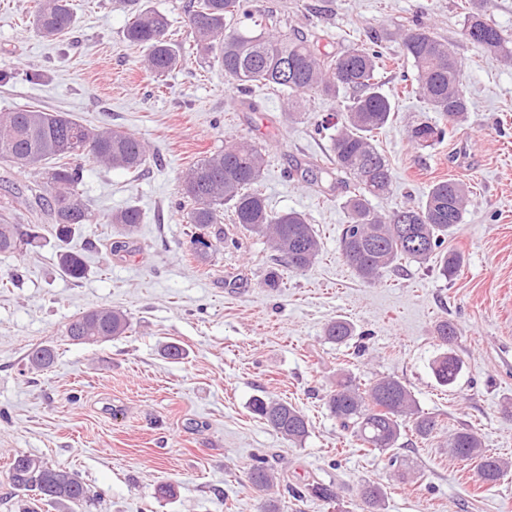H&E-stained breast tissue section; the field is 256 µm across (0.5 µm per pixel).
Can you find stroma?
I'll use <instances>...</instances> for the list:
<instances>
[{"mask_svg": "<svg viewBox=\"0 0 512 512\" xmlns=\"http://www.w3.org/2000/svg\"><path fill=\"white\" fill-rule=\"evenodd\" d=\"M144 2L168 14L184 48L181 65L161 80L125 39L129 15L112 0H71L76 23L57 42L33 33L36 0H0V113L23 104L62 112L129 132L154 156L136 175L75 157L92 214L71 242L85 257L84 278L61 271L46 224L33 247L0 256V279L22 276L0 288V474L16 455L40 456L98 496L45 512H262L270 497L281 512H360L368 481L383 491L382 512H512V472L482 483L474 464L446 448L449 434L470 428L484 448L512 460V64L461 36L469 0L252 2L256 13L278 14L332 52L353 44L382 51L378 79L395 116L375 140L394 184L374 199L376 209L418 206L439 180L471 190L446 242L464 256L457 277L442 278L434 258L402 263L373 284L340 254L347 189L301 176L308 162H329L331 133L317 124L339 121L348 92L307 95L304 115L289 120L284 95L225 83L193 42L187 0ZM416 22L452 43L469 99L465 120L430 147L411 142L408 130L441 117L407 92L414 68L392 37ZM239 137L265 156L260 187L269 208L301 212L320 235L322 252L309 268L273 260L264 239L229 223L222 229L231 246L195 258L194 237L213 239L214 230L189 224L181 178ZM129 205L142 222L124 258L107 248L116 228L106 216ZM99 307L125 312L126 334L69 341L70 319ZM337 318L356 328L344 345L324 334ZM445 318L460 330L463 362L451 389L431 370L434 328ZM170 342L183 347L182 359L166 358ZM39 345L52 346L55 358L36 370L27 355ZM343 373L364 386L398 379L435 418L429 438L406 431L396 448L415 464L416 480H400L387 454L360 450L341 430L326 395ZM256 396L296 405L310 423L307 439L288 442L259 420L249 408ZM260 458L277 476L268 492L249 480ZM314 479L333 485L337 500L302 494ZM161 484L171 495L157 494Z\"/></svg>", "mask_w": 512, "mask_h": 512, "instance_id": "stroma-1", "label": "stroma"}]
</instances>
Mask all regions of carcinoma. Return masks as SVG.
I'll return each mask as SVG.
<instances>
[{"label": "carcinoma", "mask_w": 512, "mask_h": 512, "mask_svg": "<svg viewBox=\"0 0 512 512\" xmlns=\"http://www.w3.org/2000/svg\"><path fill=\"white\" fill-rule=\"evenodd\" d=\"M130 12L126 40L142 48L144 65L157 77L177 67L181 46L170 37L166 14L142 6L141 0H118ZM476 0L465 15L462 34L468 41L501 54L512 61V41L487 19L484 4ZM247 0H188L185 12L197 46L214 54L224 78L243 89L265 87L288 93V118L303 111L302 95L319 92L334 95L349 89L353 97L344 106L340 127L330 137V152L336 169V185L352 186L345 200L349 224L339 240L343 259L357 276L372 284L383 272L401 260L425 264L441 255L439 271L452 279L463 264V255L444 248L445 237L462 223L469 201V187L459 181L434 183L418 207L390 214L376 210L372 199L387 195L393 184L392 168L374 143V131L385 127L394 114L391 98L383 92L377 75L382 67L381 52L352 46L336 54L320 50L313 34L288 32L280 16L258 17L245 9ZM75 16L70 0H40L31 22L34 33L56 40L72 29ZM403 54L415 70V92L425 99L453 127L465 118L469 101L463 90L461 62L448 43L427 27H401L396 32ZM445 135V129L424 122L412 127L409 138L430 146ZM86 154L107 168L136 173L151 156L144 141L115 128L90 130L77 121L33 106H22L0 114V160L33 170V186L20 194L8 189L0 194V254L22 251L38 239L36 228L52 225L59 242L61 270L73 279L85 277L84 255L67 248L91 214L83 191V169L71 163ZM264 155L247 139L212 152L185 173L180 195L189 206V223L207 227L221 223L224 211L232 223L267 238L275 258H284L295 270L309 267L319 256L321 240L307 218L294 210L273 211L258 184ZM142 221L135 206L111 213L106 223L121 229L110 251L126 250L128 239ZM129 328L119 310L100 308L73 319L66 334L77 343H101L123 335ZM439 353L432 371L442 386H454L463 362L456 354L460 336L455 323L442 319L436 325ZM354 334L344 319L330 321L328 340L342 344ZM55 357L50 346H38L28 354L35 369L48 367ZM327 406L340 428L368 452L384 453L398 444L406 424L421 438L437 426L434 417L419 410L411 392L400 381L382 378L362 390L345 375L327 395ZM251 410L260 420L292 443L303 442L309 434L305 415L282 401L257 397ZM449 452L475 464L486 484H495L512 470V462L482 448L477 433L460 429L448 438ZM255 486L264 489L274 483L270 468L257 465L251 470ZM3 500L25 495L20 512H41L42 507L68 502L80 506L90 500V490L79 476L54 466L40 457L19 454L3 474ZM307 493L332 501L337 493L319 481L304 485ZM361 498L367 512H380L383 494L379 487L363 485Z\"/></svg>", "instance_id": "carcinoma-1"}]
</instances>
